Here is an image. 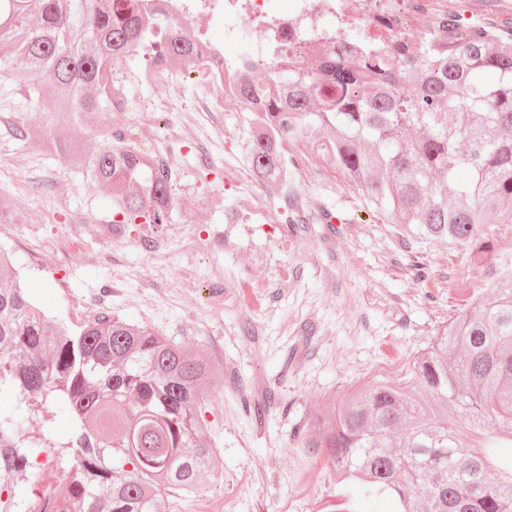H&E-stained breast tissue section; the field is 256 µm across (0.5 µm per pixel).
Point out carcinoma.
Masks as SVG:
<instances>
[{
	"instance_id": "obj_1",
	"label": "carcinoma",
	"mask_w": 512,
	"mask_h": 512,
	"mask_svg": "<svg viewBox=\"0 0 512 512\" xmlns=\"http://www.w3.org/2000/svg\"><path fill=\"white\" fill-rule=\"evenodd\" d=\"M77 2L0 0V72L65 116L25 135L107 185L122 223L167 224L171 170L120 129L88 154L83 121L67 114L110 123L128 100L118 72L143 45L155 47L153 67L203 50L160 4L89 0L74 25ZM338 29L319 47L304 33L272 74L244 60L237 88L257 180H276L279 146L302 142L368 211L421 238L467 246L512 224V29L452 14L415 51L349 22ZM473 260L495 268L490 295L437 329L403 379L334 397L302 427L339 480L390 494L395 512H512V470L493 468L500 442L512 444V250ZM0 270V398L13 400L0 408V512H36L20 476L41 454L71 459L52 512H158L161 490L205 488L216 464L198 414L209 357L121 318L71 331L32 299L1 247ZM52 408L68 415L64 438L54 419L36 422ZM490 426L499 441L467 442Z\"/></svg>"
}]
</instances>
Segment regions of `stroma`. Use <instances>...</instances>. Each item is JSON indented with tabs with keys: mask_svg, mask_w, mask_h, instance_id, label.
Listing matches in <instances>:
<instances>
[{
	"mask_svg": "<svg viewBox=\"0 0 512 512\" xmlns=\"http://www.w3.org/2000/svg\"><path fill=\"white\" fill-rule=\"evenodd\" d=\"M145 64L140 53L123 69L128 106L112 115L137 142L158 126L156 101L190 105L197 93L187 74L142 86ZM57 119L0 75V222L16 227L0 246L68 328L89 320L85 304L101 299L106 314L211 358L215 375L199 417L216 474L198 493L165 496V512H197L218 498L224 512H391L386 496L366 498L358 484L337 482L294 431L332 397L401 378L438 326L489 291V267L473 264L469 249L412 236L369 213L340 176L315 177L320 160L304 151L291 190L331 209L330 223L285 236L283 200L242 190L223 167L200 163L192 144L174 148L169 223H113L109 189L84 179L65 155H45L22 138L24 125L50 130ZM249 135L246 112L235 113L209 150L244 163ZM193 226L224 230L223 250L182 253L179 233ZM108 230L129 242L119 269L99 257V234ZM151 242L160 251L150 262L142 247ZM216 265L224 271L218 307L207 288ZM254 402L267 403L265 415L254 416Z\"/></svg>",
	"mask_w": 512,
	"mask_h": 512,
	"instance_id": "1",
	"label": "stroma"
}]
</instances>
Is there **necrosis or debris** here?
I'll use <instances>...</instances> for the list:
<instances>
[{
    "mask_svg": "<svg viewBox=\"0 0 512 512\" xmlns=\"http://www.w3.org/2000/svg\"><path fill=\"white\" fill-rule=\"evenodd\" d=\"M167 14L178 19L199 40H207L199 19L225 26L240 19L251 21L262 38L276 37L278 42L292 43L304 26L317 25L319 31L335 33L337 19L356 22L369 33H380L395 39L419 30L420 16L454 11L455 0H164ZM239 59L216 52L212 64L200 80L193 109L181 102L162 100L157 104L164 114L161 138L166 145L194 143L200 145L204 164L216 160L203 147L199 132V115H211L209 130L219 135L224 131L222 115L242 111L243 103L234 87Z\"/></svg>",
    "mask_w": 512,
    "mask_h": 512,
    "instance_id": "1",
    "label": "necrosis or debris"
}]
</instances>
